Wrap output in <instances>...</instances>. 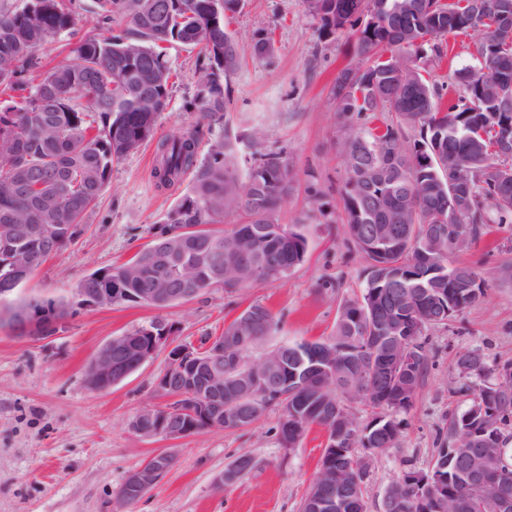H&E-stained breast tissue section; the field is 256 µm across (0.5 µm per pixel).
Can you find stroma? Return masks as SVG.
Wrapping results in <instances>:
<instances>
[{"label":"stroma","mask_w":512,"mask_h":512,"mask_svg":"<svg viewBox=\"0 0 512 512\" xmlns=\"http://www.w3.org/2000/svg\"><path fill=\"white\" fill-rule=\"evenodd\" d=\"M225 23L244 41L256 30L271 31L273 53L245 56L225 77L226 117L204 127L201 145L230 141L242 171L254 134H261L266 149L284 152L297 183L279 221L305 224L306 258L283 278L217 289L165 308H76L41 339L0 328V512H119L117 491L126 477L166 448L175 455L172 468L128 512H302L326 445L322 429H311L298 448L285 449L277 433L280 413L272 408L245 430L206 429L174 442L143 438L129 423L143 405L163 402L154 390L167 367L162 353L110 390L95 392L85 383V369L105 343L149 320L172 323L179 341L196 344L220 335L236 310L258 302L278 321L270 345L314 341L331 335L340 304L359 295L364 284L366 262L342 233L344 132L331 94L350 60L349 40L325 38L303 0H245ZM476 42L472 31L448 36L447 56L427 63L424 78L454 86L455 70L472 65ZM167 55L177 78L158 119L161 136L198 119L188 106L198 89L197 54L174 44ZM154 151V144H146L114 167L75 245L49 258L21 294L72 298L86 275L128 260L150 242V228L165 222L182 193L155 187ZM457 259L477 269L484 293L448 326L428 329L429 370L404 417L399 445L368 459V512H380L387 488L405 470L429 465L449 416L470 402L463 388L494 384L490 374L460 376L454 355L478 349L491 363L512 360V280L499 270L512 262V232L492 227ZM243 453L253 457L254 468L217 486L216 477Z\"/></svg>","instance_id":"obj_1"}]
</instances>
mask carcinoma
I'll list each match as a JSON object with an SVG mask.
<instances>
[{"label":"carcinoma","mask_w":512,"mask_h":512,"mask_svg":"<svg viewBox=\"0 0 512 512\" xmlns=\"http://www.w3.org/2000/svg\"><path fill=\"white\" fill-rule=\"evenodd\" d=\"M308 13L322 34L335 39L351 33L352 60L342 68L332 87L336 111L352 113L360 127L349 128L340 142V155L347 173L341 191L344 235L368 264L361 296L341 305L334 333L315 341L279 346L288 356L304 355V368L312 371L317 357L330 349L359 348L336 358V373L320 392L313 385L298 391L285 390L284 417L301 415L305 427L319 426L328 437L338 436V446L350 449L336 459L341 478L322 483L309 494L355 498L356 512H366L367 466L354 458L351 449L361 447L383 453L397 446L401 436L399 416L413 405L416 392L403 393L393 369L384 362L382 348L373 337L393 320L396 310L411 302L422 313L420 327L410 335L415 349L413 373L420 382L427 372L429 355L425 333L433 326L472 306L484 294V280L468 265L452 259L433 263L425 239L429 231L448 225L456 207L448 195V158L473 155L468 202L458 212L452 233L477 241L491 224H512V184L506 188L508 202L491 203L497 194V165L512 167V161L495 151L492 126L512 122V89L503 95L482 94L481 70L493 69L512 84V41L502 35L500 10L512 0H305ZM102 17L124 29L118 34H87L62 49L73 58L57 63L44 52L56 36L74 35L72 0H24L14 7L0 0V289L15 288L16 277L6 263L8 253L26 251L41 266L48 257L68 249L80 236L89 213L110 184L112 169L148 142L156 141V160L151 177L156 188L169 190L185 174L191 184L169 210L165 223L150 229L152 237L176 241L182 229L206 227L210 240L207 260L192 278L180 267L169 269L174 298L169 305L193 300L220 287L247 288L275 280L302 263L307 254L305 225L290 224L278 234V216L292 190L295 174L281 152L262 148L240 176L229 142L216 141L207 156L198 159L203 129L186 128L173 136L155 138L157 121L170 103L173 69L166 59V45L178 43L199 49L200 71L206 90L197 91L191 105L202 119L218 121L227 112L224 75L235 71L245 52L265 56L258 46L272 45L260 29L244 44L224 26L226 13L238 12L243 0H97ZM468 31L480 33L475 44V64L454 72L458 93L425 79L412 84L416 60L406 52L433 40V59L447 56L444 39ZM388 50L405 55L397 61L383 60ZM386 112L383 126H369L376 114ZM483 130L477 144L473 136ZM419 133L409 142L406 132ZM400 141L406 151L395 156L389 141ZM237 213L240 222L229 230L219 229L224 215ZM25 224L19 235L14 225ZM264 224L272 240L261 253L243 258L231 275L218 285L212 269L225 262L231 242ZM396 224V241L377 252L367 247L366 226ZM143 259L136 252L129 260L93 271L81 288H114L136 295L144 281L135 271ZM268 275L251 277L252 268ZM47 309V335L69 316L61 300L43 299ZM263 323L247 347L229 338L235 326L224 327V403L241 398L240 387L251 367V350L276 330L278 322L269 308ZM155 321L126 332L125 345L113 351V373L135 372L130 365L132 349L148 342L147 330ZM455 368L463 377L494 372L483 353L466 350L456 354ZM336 403L339 412L359 400L375 410L365 426H354L322 407ZM245 418L224 423L226 429L255 424L268 409L264 400L241 404ZM472 432L489 448L503 449L490 477L500 481V490L512 499V387L489 386L472 393L470 404L448 419L444 438L424 472L443 476L439 493L459 502L457 512H495L492 492L473 487L466 465L480 456V446L468 439Z\"/></svg>","instance_id":"cac0c4a2"}]
</instances>
